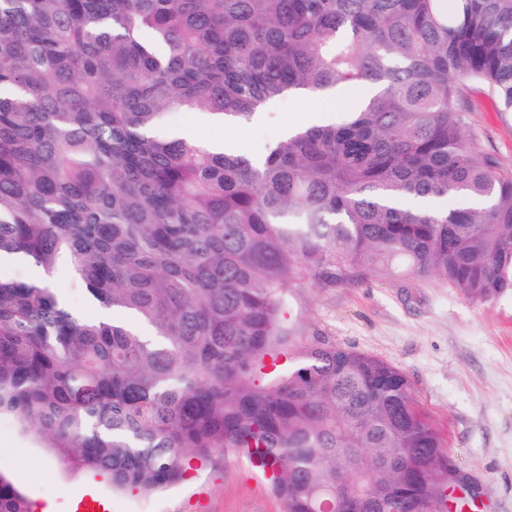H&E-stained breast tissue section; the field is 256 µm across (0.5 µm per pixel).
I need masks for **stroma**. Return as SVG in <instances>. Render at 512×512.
Here are the masks:
<instances>
[{"instance_id": "35a3bbf8", "label": "stroma", "mask_w": 512, "mask_h": 512, "mask_svg": "<svg viewBox=\"0 0 512 512\" xmlns=\"http://www.w3.org/2000/svg\"><path fill=\"white\" fill-rule=\"evenodd\" d=\"M362 90L336 97L286 100L262 120L200 126V113L180 125L203 140H231L241 154L280 136L295 113L322 108L339 113ZM469 134L475 146L512 170V112L495 111L481 89ZM301 327L386 360L411 379L418 402L442 434L459 480L476 496L463 512H512V298L470 301L435 278L373 275L356 284L294 291ZM0 473L46 512H78L84 497L106 512H284L266 475L242 452L191 457L179 484L146 495L117 491L105 480L73 473L49 449L23 438L13 418L0 417Z\"/></svg>"}]
</instances>
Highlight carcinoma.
I'll list each match as a JSON object with an SVG mask.
<instances>
[{"mask_svg":"<svg viewBox=\"0 0 512 512\" xmlns=\"http://www.w3.org/2000/svg\"><path fill=\"white\" fill-rule=\"evenodd\" d=\"M512 112V0H0V415L149 494L189 456L274 472L285 512H443L458 480L399 367L308 334L292 289L365 273L512 297V172L467 138ZM369 86L255 158L164 126ZM450 195L480 207L431 209ZM144 324L89 320L52 284ZM0 512L31 502L0 474Z\"/></svg>","mask_w":512,"mask_h":512,"instance_id":"carcinoma-1","label":"carcinoma"}]
</instances>
